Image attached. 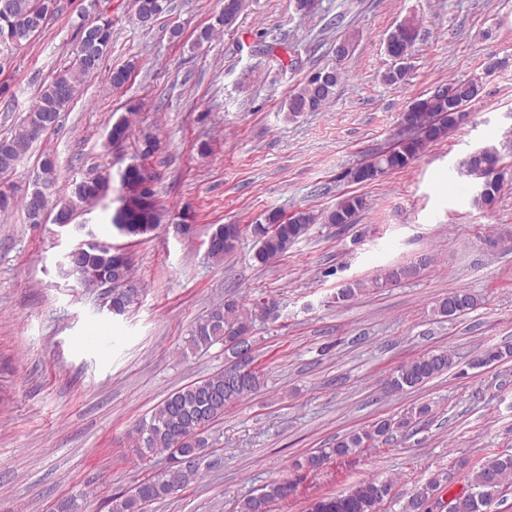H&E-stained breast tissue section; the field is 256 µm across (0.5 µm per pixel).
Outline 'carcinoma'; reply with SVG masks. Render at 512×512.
<instances>
[{
    "label": "carcinoma",
    "mask_w": 512,
    "mask_h": 512,
    "mask_svg": "<svg viewBox=\"0 0 512 512\" xmlns=\"http://www.w3.org/2000/svg\"><path fill=\"white\" fill-rule=\"evenodd\" d=\"M11 7L0 10V60L8 52L21 46L41 33L29 30L35 15L53 16L57 0H10ZM135 14L142 20L155 21L166 13L168 0H132ZM245 7L244 0H224V10L218 18L221 25L238 15ZM417 21L406 18L389 33L386 45L394 48L404 59H409L417 38ZM75 38L82 39L84 51L71 49L66 52L63 65L51 78L40 84L35 100L14 126L10 135L0 137V176L11 172L38 140L31 132V117L43 114L51 122L46 131L58 128L65 112L74 99L77 86L86 77L95 74L112 45V17L96 12L92 20L85 18L77 24ZM329 74L321 79L307 78L293 90L287 107V116L294 118L300 112H316L331 102L342 73L336 65L328 67ZM482 86L473 78L450 80L414 100L404 111L413 127V133L402 138L390 153L377 154L362 166L347 172L355 183L376 179L388 171L406 167L424 148L448 133L455 125L453 108L478 97ZM128 117L122 116L112 123L107 135V146L124 141L129 136ZM497 147L489 146L479 162L463 160L461 167L469 171V178L484 183V190L477 192L472 203L480 208L489 207L500 190V175H491L496 162ZM111 175L105 168L73 184L70 195L56 203L51 196L40 199L28 193L21 198L29 222L38 223L37 210L54 211L56 215L69 217L75 209L98 200L108 189ZM123 207L111 218L113 228L120 234L136 237L154 232L162 223L164 214L156 200L155 190L141 184H129ZM365 207L363 196L348 194L325 212L315 214L302 210L291 219H283L278 211L268 213L264 220L247 227L255 238L256 251L253 259L267 265L282 256L303 238L313 224L348 226L354 223L356 214ZM244 232L237 224H220L209 235L208 256L220 260L233 250ZM424 257L412 265L389 268L367 282L346 283L336 293V300L348 301L366 288H378L388 281L399 282L415 276L426 266ZM63 271L68 276L86 280H107L114 284L117 296L113 300L114 313L121 315L131 305L124 288L133 283V264L130 255L114 251L105 245L92 244L82 247L72 257ZM480 305V299L465 289L448 293L438 301L437 315L446 320L459 319ZM278 317L276 308L265 303L257 304L245 313L238 301L226 299L215 304L206 318L197 322L186 340L190 350L208 349L216 343L224 344V354L233 359L234 341L251 333L256 319L269 320ZM512 357L509 348L485 350L482 362L472 366H484ZM454 365V357L446 350H432L403 364L384 383L389 392H403L419 388L448 372ZM263 373L258 368L244 374L235 372L230 365L203 379L193 381L169 394L158 403L150 414L135 428L136 448L139 451L165 452L171 466L147 480L137 483L131 490L112 496L109 512H149V506L178 491L198 475L200 455L206 448V428L224 416V411L263 386ZM395 424L389 419L374 422L366 428L344 435L336 443L319 448L296 463V467L318 472L333 458L357 453L380 441H387ZM449 472H437L422 486L415 489L402 505V512H421L425 502L440 504L438 490L452 482ZM512 488V454L486 457L468 479L467 494L455 501L456 512H490L492 505L503 501V493ZM393 483L387 479L371 478L360 481L347 490L320 496L314 500L309 512H380L381 505L391 495ZM293 490L286 479L274 480L260 492L242 499L236 512H272L277 501H284Z\"/></svg>",
    "instance_id": "cac0c4a2"
}]
</instances>
